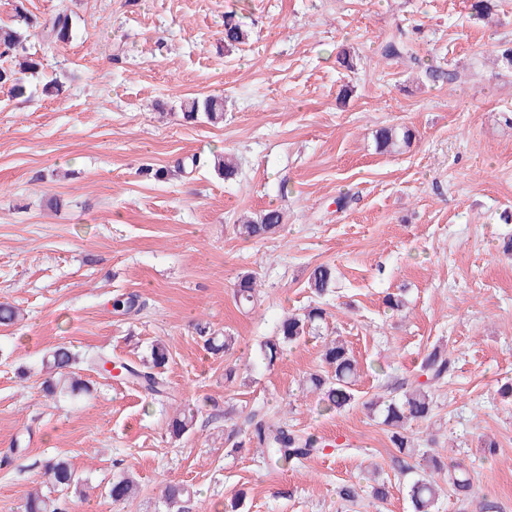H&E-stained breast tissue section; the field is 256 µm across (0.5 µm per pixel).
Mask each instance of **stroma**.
Instances as JSON below:
<instances>
[{
	"mask_svg": "<svg viewBox=\"0 0 512 512\" xmlns=\"http://www.w3.org/2000/svg\"><path fill=\"white\" fill-rule=\"evenodd\" d=\"M472 4L28 0L38 19L67 13L73 31L50 45L26 29L42 67L24 96L0 85V303L19 312L0 326V512H24L53 456L86 482L85 495L58 494L61 512H170V482L192 486L191 512H224L238 492L245 512H409L401 468L429 450L464 463L476 488L459 501L433 473L440 512H512V69L495 60L512 47V0L485 18ZM228 15L244 43L225 46ZM399 29L413 56L385 59ZM432 67L458 78L434 81ZM209 95L223 98V123L186 122L182 102ZM390 126L414 138L379 152L375 133ZM222 154L233 179L214 169ZM271 208L284 214L276 234L238 235L241 217ZM320 264L336 270L323 297L308 286ZM246 275L259 289L250 309L233 296ZM390 294L403 310L386 308ZM131 295L136 312L114 309ZM315 305L327 312L318 334L261 363L280 320ZM201 324L235 336L231 354L206 350ZM328 336L358 362L340 411L305 385ZM157 340L169 350L162 399L86 363L102 352L137 364ZM61 343L89 386L74 398L44 390L43 360ZM436 346L452 366L401 466L364 403L401 395ZM188 408L192 429L171 437ZM256 414L342 451L270 467L248 441ZM126 470L139 494L112 502Z\"/></svg>",
	"mask_w": 512,
	"mask_h": 512,
	"instance_id": "stroma-1",
	"label": "stroma"
}]
</instances>
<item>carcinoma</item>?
I'll return each instance as SVG.
<instances>
[{"instance_id": "cac0c4a2", "label": "carcinoma", "mask_w": 512, "mask_h": 512, "mask_svg": "<svg viewBox=\"0 0 512 512\" xmlns=\"http://www.w3.org/2000/svg\"><path fill=\"white\" fill-rule=\"evenodd\" d=\"M34 19L25 8V0H16L15 24L0 25V54L6 55L19 50H25L22 27H30ZM43 29L48 39L54 43H66L72 35L71 19L66 13H59L45 22ZM247 31L240 22L232 17L224 19V43L232 46L244 42ZM410 53L408 44L402 34L390 35L384 45L387 57L401 58ZM184 118L193 121L199 115H204L211 123L224 122V99L205 97L192 98L183 105ZM377 147L391 151L401 146H409L412 132L407 127H385L377 133ZM282 213L276 209H268L257 218H252L238 225V232L247 240L261 239L275 233L282 223ZM333 269L327 265H319L309 277V288L316 294L322 295L334 286ZM256 283L249 276L243 277L234 290L237 303L251 307L257 300ZM324 309L315 306L302 315H290L284 318L277 330V336L264 341L260 345L262 360L271 365L280 358L284 348L290 344H298L317 328L318 322L324 319ZM200 333L206 335L205 343L214 352H229L235 345V337L231 335H207L206 328ZM169 351L162 343L152 345L150 362L142 366L127 362H119L122 376L136 382L148 393L161 396L166 387L161 373L157 369L166 365ZM322 358L329 370L323 374L314 373L309 376L307 383L310 391L323 395L332 406L343 409L354 401L353 382L357 373L356 362L350 350L340 341L330 340L324 345ZM77 360L71 349L60 344L49 354L46 366L50 377L44 381L45 388L50 394H70L76 396L87 390L85 383L74 376L71 371ZM450 359L446 350L435 347L423 359L420 365V375L425 380H415L404 389L398 398L387 401L372 400L367 408L380 411L383 424L389 428L390 441L402 455L409 454L410 438L407 435V425L423 421L430 417L433 410L431 387L448 374ZM194 416L190 413H180L169 422L173 436L181 437L193 427ZM262 449L264 458L277 464L281 461L301 462L323 451V443L312 434L298 433L273 418L260 419L255 422L249 437ZM44 475L52 487L62 491L78 484L79 479L72 464L63 457H53L44 464ZM136 480L130 475H121L112 481L108 495L114 502H130L136 494ZM448 486L460 500H467L473 493V482L466 469L459 462L448 469ZM407 497L411 512H436L438 500L435 485L423 476L414 478L406 484ZM164 498L166 503L177 509V512H189L187 503L191 501L190 489L179 483H168L165 486ZM26 512H60L55 500L38 492L28 496Z\"/></svg>"}]
</instances>
